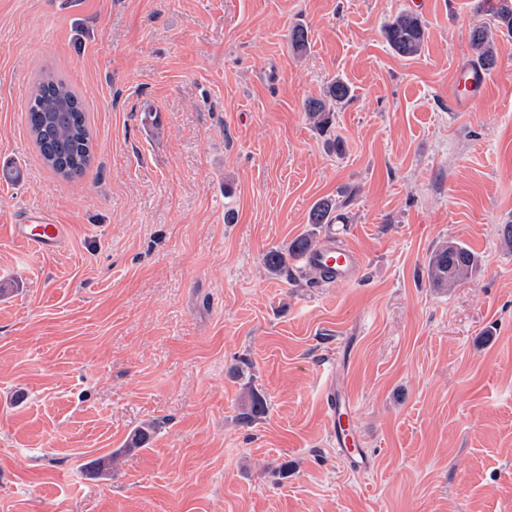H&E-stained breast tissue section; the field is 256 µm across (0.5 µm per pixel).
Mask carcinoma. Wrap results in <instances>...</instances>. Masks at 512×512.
Returning <instances> with one entry per match:
<instances>
[{"instance_id": "obj_1", "label": "carcinoma", "mask_w": 512, "mask_h": 512, "mask_svg": "<svg viewBox=\"0 0 512 512\" xmlns=\"http://www.w3.org/2000/svg\"><path fill=\"white\" fill-rule=\"evenodd\" d=\"M496 27L512 35V0H484ZM389 47L402 57L418 55L425 41V29L421 19L414 13L398 14L384 28ZM470 43L476 51L477 66L484 72L491 71L497 62L494 43L484 26L472 29ZM31 96L39 104L27 105L28 125L40 155L47 166L65 178H76L84 174L93 159V138L87 122V113L78 93L62 78L52 73L42 75ZM353 96L351 85L338 78L326 86L323 95L308 99L305 112L313 125L324 129L332 122L334 109L346 104ZM354 196L349 191L343 199L322 197L312 206L309 223L321 226L332 224L339 218L337 212ZM313 238L298 237L288 252L275 249L264 256L265 266L274 273H288V256L313 247ZM476 266V256L471 248L459 241L448 240L440 244L431 254L427 265V276L434 288L446 290L468 280ZM267 412L265 399L254 390H249V406L241 420L252 423Z\"/></svg>"}]
</instances>
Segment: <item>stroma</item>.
<instances>
[{
  "instance_id": "35a3bbf8",
  "label": "stroma",
  "mask_w": 512,
  "mask_h": 512,
  "mask_svg": "<svg viewBox=\"0 0 512 512\" xmlns=\"http://www.w3.org/2000/svg\"><path fill=\"white\" fill-rule=\"evenodd\" d=\"M413 2L0 0V512H512V37L452 108L481 0H427L403 58L383 28ZM45 71L88 112L82 177L28 131ZM338 77L323 133L304 103ZM347 188L359 281L269 271ZM27 207L66 225L55 252L12 238ZM450 239L477 266L439 290ZM330 366L370 471L328 433ZM250 388L268 412L244 425ZM476 266V256L471 248L459 240L440 244L431 254L427 276L433 288L448 290L467 281Z\"/></svg>"
}]
</instances>
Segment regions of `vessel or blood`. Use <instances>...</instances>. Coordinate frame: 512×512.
Instances as JSON below:
<instances>
[{
    "mask_svg": "<svg viewBox=\"0 0 512 512\" xmlns=\"http://www.w3.org/2000/svg\"><path fill=\"white\" fill-rule=\"evenodd\" d=\"M468 94L455 97L454 104L467 107L484 94L486 77L481 70L470 69L461 77ZM13 238L41 254L61 246L66 239V228L46 212L37 208L22 209L12 218ZM306 264L325 270L330 282L340 285L356 281L362 267L360 254L351 246L337 242L329 235L319 241L302 256ZM324 397L329 410L327 423L339 455L349 459L357 467L365 469L370 459L362 448V440L355 429L353 405L344 395L337 393L334 374H327L324 383Z\"/></svg>",
    "mask_w": 512,
    "mask_h": 512,
    "instance_id": "b4317fda",
    "label": "vessel or blood"
}]
</instances>
